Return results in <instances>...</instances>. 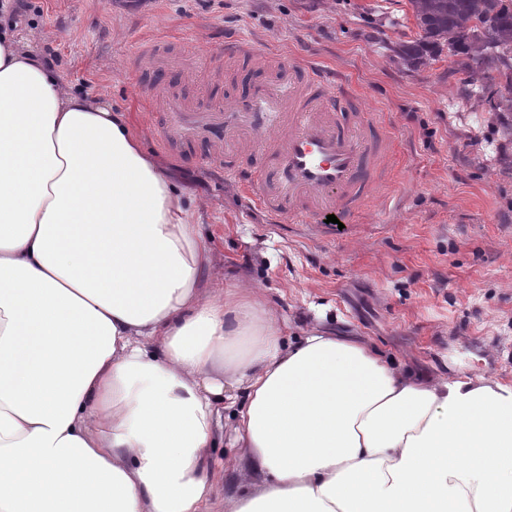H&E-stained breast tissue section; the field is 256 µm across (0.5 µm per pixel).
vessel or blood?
<instances>
[{"label": "vessel or blood", "instance_id": "obj_1", "mask_svg": "<svg viewBox=\"0 0 512 512\" xmlns=\"http://www.w3.org/2000/svg\"><path fill=\"white\" fill-rule=\"evenodd\" d=\"M163 115L162 144L206 143L202 165L238 181L275 216L333 215L349 224L369 200L389 195L379 164L393 150L388 122L360 110L354 93L321 64L284 59L274 89L205 111L172 97ZM251 156L257 165L236 166Z\"/></svg>", "mask_w": 512, "mask_h": 512}]
</instances>
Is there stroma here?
<instances>
[{"mask_svg": "<svg viewBox=\"0 0 512 512\" xmlns=\"http://www.w3.org/2000/svg\"><path fill=\"white\" fill-rule=\"evenodd\" d=\"M75 92L125 113L147 151L204 203L201 232L226 276L261 288L289 340L317 314L414 373L512 382V141L488 105L456 97L454 58L409 69L391 48L417 34L408 0H28L14 18ZM169 36L158 69L140 47ZM244 36L256 58L225 61ZM330 66L364 109L385 113L393 201L342 229L274 218L201 165V143L164 148L163 101L231 104L277 79L273 55Z\"/></svg>", "mask_w": 512, "mask_h": 512, "instance_id": "1", "label": "stroma"}]
</instances>
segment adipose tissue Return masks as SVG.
<instances>
[{
  "label": "adipose tissue",
  "mask_w": 512,
  "mask_h": 512,
  "mask_svg": "<svg viewBox=\"0 0 512 512\" xmlns=\"http://www.w3.org/2000/svg\"><path fill=\"white\" fill-rule=\"evenodd\" d=\"M200 207L0 30V512H203L223 436L228 512H512V383L285 341ZM231 447L232 446L227 436H225L224 445L221 444L218 448H213L212 453L215 461L214 477L218 481L217 492L219 496V499L216 502H213L210 507V510L213 512H225L224 492L227 494L230 489L243 483L240 471L231 461L232 458L237 455L239 448Z\"/></svg>",
  "instance_id": "adipose-tissue-1"
}]
</instances>
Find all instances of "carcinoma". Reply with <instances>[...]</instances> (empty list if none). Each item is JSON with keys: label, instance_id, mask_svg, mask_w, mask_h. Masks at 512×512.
<instances>
[{"label": "carcinoma", "instance_id": "cac0c4a2", "mask_svg": "<svg viewBox=\"0 0 512 512\" xmlns=\"http://www.w3.org/2000/svg\"><path fill=\"white\" fill-rule=\"evenodd\" d=\"M417 36L395 50L409 68L437 60L443 48L465 57L459 89L487 102L512 141V0H408ZM505 91H494L496 81Z\"/></svg>", "mask_w": 512, "mask_h": 512}]
</instances>
